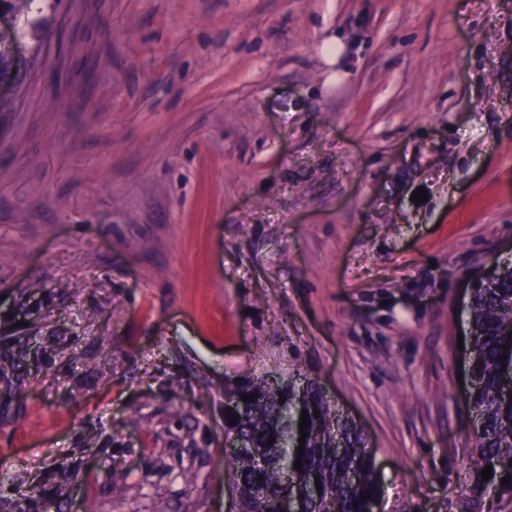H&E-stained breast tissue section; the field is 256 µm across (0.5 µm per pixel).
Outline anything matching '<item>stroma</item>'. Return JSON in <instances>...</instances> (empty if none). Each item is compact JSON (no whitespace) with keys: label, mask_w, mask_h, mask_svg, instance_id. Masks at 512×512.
Masks as SVG:
<instances>
[{"label":"stroma","mask_w":512,"mask_h":512,"mask_svg":"<svg viewBox=\"0 0 512 512\" xmlns=\"http://www.w3.org/2000/svg\"><path fill=\"white\" fill-rule=\"evenodd\" d=\"M0 29V512H224V388L295 370L364 429L383 512H469L457 340L512 260V0Z\"/></svg>","instance_id":"35a3bbf8"}]
</instances>
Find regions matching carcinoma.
I'll return each mask as SVG.
<instances>
[{
	"instance_id": "cac0c4a2",
	"label": "carcinoma",
	"mask_w": 512,
	"mask_h": 512,
	"mask_svg": "<svg viewBox=\"0 0 512 512\" xmlns=\"http://www.w3.org/2000/svg\"><path fill=\"white\" fill-rule=\"evenodd\" d=\"M471 316L469 401L477 412L471 434V491L494 492L512 500V484H501V479L512 477V393L506 383L512 358L500 360L503 347L512 343V335H506L512 326V264L504 265L492 282L475 291ZM293 378L288 374L275 383L247 378L224 389V397L235 404L224 413V429L245 443L243 448L224 449L225 477L239 493L240 512H275L283 496L294 500L295 512H377L382 485L375 451L363 429L332 409L316 381L309 378L307 437L299 444L300 412L294 406ZM253 393L258 394L255 401L241 400L242 395ZM300 445L304 452L299 456ZM297 459L302 460L299 476L305 482L288 486L282 476L294 471ZM487 465L492 466L493 475L484 481L481 470ZM316 481L327 492L321 499L310 490Z\"/></svg>"
}]
</instances>
